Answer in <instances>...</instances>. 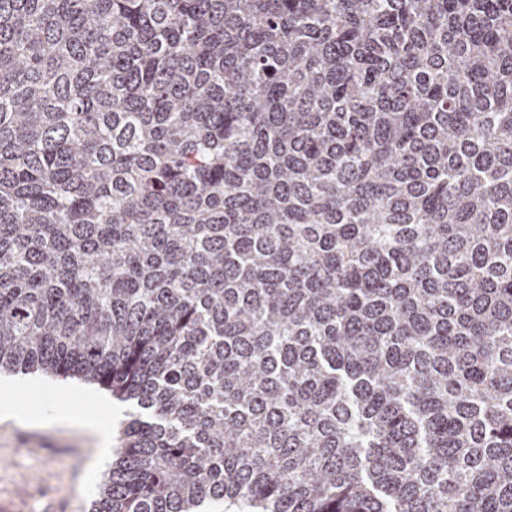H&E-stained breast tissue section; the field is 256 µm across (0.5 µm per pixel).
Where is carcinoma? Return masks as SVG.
Segmentation results:
<instances>
[{
	"mask_svg": "<svg viewBox=\"0 0 512 512\" xmlns=\"http://www.w3.org/2000/svg\"><path fill=\"white\" fill-rule=\"evenodd\" d=\"M136 409L91 512H512V0H0V373Z\"/></svg>",
	"mask_w": 512,
	"mask_h": 512,
	"instance_id": "cac0c4a2",
	"label": "carcinoma"
}]
</instances>
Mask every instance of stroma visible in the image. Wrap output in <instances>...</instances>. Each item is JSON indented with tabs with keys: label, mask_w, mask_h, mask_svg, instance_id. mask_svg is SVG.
I'll use <instances>...</instances> for the list:
<instances>
[{
	"label": "stroma",
	"mask_w": 512,
	"mask_h": 512,
	"mask_svg": "<svg viewBox=\"0 0 512 512\" xmlns=\"http://www.w3.org/2000/svg\"><path fill=\"white\" fill-rule=\"evenodd\" d=\"M11 382L0 388V404L21 403L41 422L30 428L0 418V512H91L112 461L98 458L94 440L60 426L53 413L91 412L94 404L59 393L58 377L18 374Z\"/></svg>",
	"instance_id": "obj_1"
}]
</instances>
